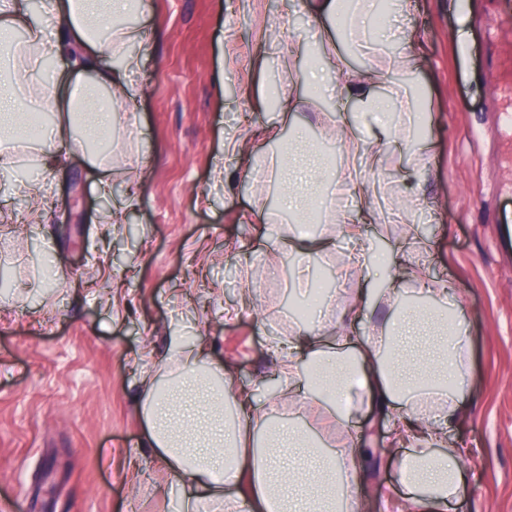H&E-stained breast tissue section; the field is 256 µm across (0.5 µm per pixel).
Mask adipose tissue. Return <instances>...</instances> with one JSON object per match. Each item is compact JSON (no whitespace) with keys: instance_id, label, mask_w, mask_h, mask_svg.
Segmentation results:
<instances>
[{"instance_id":"adipose-tissue-1","label":"adipose tissue","mask_w":512,"mask_h":512,"mask_svg":"<svg viewBox=\"0 0 512 512\" xmlns=\"http://www.w3.org/2000/svg\"><path fill=\"white\" fill-rule=\"evenodd\" d=\"M372 3L313 0L319 24L312 40L327 49L329 65L343 61L329 20L339 9H351L357 17L351 31L364 37ZM129 7L130 0H43L45 20L35 23L29 0H0V35L24 34L0 58V176L12 179L15 191L35 209L38 223L48 221L47 181L70 165L89 163L101 186H111L112 152H91L87 141L111 138L115 114L129 111L141 94L131 77L143 63L132 50L142 43V30L112 23ZM47 58L65 61V69L45 68ZM389 81V69L371 68L347 74L337 88L361 106L359 118L343 127L345 146L353 155L369 148L368 162L374 166L389 149L388 131L395 128L406 136L413 127L411 104L396 114L385 99L370 95V87ZM35 108L55 112L56 119L29 138L25 121ZM293 149V156L277 158V170L290 171L298 183L321 192L330 174L305 129L295 130ZM29 155L40 178L15 180ZM351 194L356 210L340 213L338 222L341 236L354 243L349 263L357 270L367 266L375 245L361 234L360 224L370 214L364 185L354 184ZM395 266L397 275L382 278L369 302L397 301L406 280L432 299V307L390 316L381 330L356 346L341 331L328 336L297 328L278 346V370L291 391L258 407L243 391L228 390L229 370L203 344L172 339L166 363L146 384L141 415L149 447L185 491L180 512L215 507L220 512H336V497L351 493L364 451L352 445L323 447L293 419L316 411L342 427L371 406L389 412L396 442L408 444L414 463L424 467L423 473L409 476V484L439 490L433 497L406 499L404 512H443L455 473L437 452L448 438L431 414L442 408L457 413L445 385L465 380L467 340L449 332L445 305L450 284L430 278L417 263L399 260Z\"/></svg>"}]
</instances>
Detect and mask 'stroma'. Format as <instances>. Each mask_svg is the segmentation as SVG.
Wrapping results in <instances>:
<instances>
[{"label": "stroma", "mask_w": 512, "mask_h": 512, "mask_svg": "<svg viewBox=\"0 0 512 512\" xmlns=\"http://www.w3.org/2000/svg\"><path fill=\"white\" fill-rule=\"evenodd\" d=\"M139 45L141 87L123 127L126 162L100 191L81 164L55 179L50 221L26 224L24 196L0 221V269L12 304L0 306V505L9 512H174L179 490L145 444L142 381L168 356L173 337L203 342L231 369L254 405L283 390L272 350L294 323L282 310L293 283L283 251L264 243L280 211L268 165L292 126L318 128V146L342 139L353 110L337 97L335 71L318 95L303 92L288 115L267 111L274 74L295 73L312 54L311 0H150ZM412 0L395 23L420 35L400 98L422 91L425 161L390 149L380 167L339 155L334 195L349 175L363 181L377 215L363 236L384 249L418 243L408 256L432 278L451 281L466 329V379L442 455L457 469L446 512H512V243L496 226L512 219V0ZM465 25L469 40L450 37ZM256 139L233 188L212 179L228 138ZM126 207L131 237L109 213ZM58 264L45 292L41 267ZM263 273L243 300L246 270ZM237 308L225 318V307ZM308 430L373 451L360 468L351 512H389L409 492L387 418L368 408L346 430Z\"/></svg>", "instance_id": "obj_1"}]
</instances>
